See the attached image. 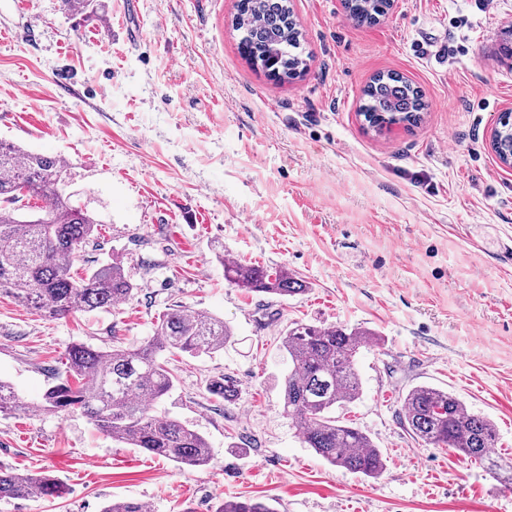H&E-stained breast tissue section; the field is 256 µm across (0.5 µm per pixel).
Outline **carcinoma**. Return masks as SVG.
<instances>
[{
    "label": "carcinoma",
    "mask_w": 512,
    "mask_h": 512,
    "mask_svg": "<svg viewBox=\"0 0 512 512\" xmlns=\"http://www.w3.org/2000/svg\"><path fill=\"white\" fill-rule=\"evenodd\" d=\"M72 15L98 13L99 0H62ZM390 0H345L360 24L386 13ZM233 25L240 49L254 65L288 79L306 67L301 37L288 0H240ZM361 113L372 128L392 122L414 126L421 121L420 91L398 74L375 77L364 91ZM502 161L512 159V112L504 113L492 134ZM63 160L0 141V295H6L45 318L111 308L134 295L137 286L120 262L100 264L74 276L82 251L99 246L97 220L71 205L64 190ZM42 202L41 213L29 215L17 203ZM224 280L247 292L288 296L305 291L302 280L286 268L275 272L225 260ZM232 336L224 321L179 306L162 316L153 338L138 348L95 350L72 343L64 351L65 370L44 393L39 410L64 415L81 412L113 440L181 465L200 467L212 460L207 440L178 420L155 411L174 387L175 377L158 360L170 353L206 354L224 348ZM376 333L345 326L318 327L295 322L282 338L290 368L282 383L284 411L296 423L306 447L331 465L377 478L384 471L380 449L370 438L336 416V407L361 395L357 355L377 343ZM207 391L227 402L238 393L226 377ZM13 387L0 380V414L25 413ZM399 418L423 444L451 448L482 463L496 441L493 423L471 412L454 394L419 385L408 391ZM65 493L56 476L22 474L0 467V500L56 499ZM214 512H274L263 501H221Z\"/></svg>",
    "instance_id": "carcinoma-1"
}]
</instances>
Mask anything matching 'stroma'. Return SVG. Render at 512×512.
<instances>
[{
    "mask_svg": "<svg viewBox=\"0 0 512 512\" xmlns=\"http://www.w3.org/2000/svg\"><path fill=\"white\" fill-rule=\"evenodd\" d=\"M0 0V140L68 165L73 206L99 222L78 272L120 260L139 291L47 319L0 296V379L39 402L74 342L138 347L178 305L224 319V349L160 359L175 384L157 409L202 434L204 467L112 440L81 413L0 416V466L51 471L63 497L0 512H211L258 499L276 512H512V166L492 148L512 111V0H392L373 25L344 0H291L308 69L288 80L238 49L239 0ZM418 86V127L366 129L377 74ZM286 268L304 292L229 285L219 255ZM377 333L358 358L362 395L337 409L381 450L370 479L302 442L283 410L289 325ZM232 378L238 395H210ZM433 385L491 419L498 472L423 446L400 399Z\"/></svg>",
    "mask_w": 512,
    "mask_h": 512,
    "instance_id": "1",
    "label": "stroma"
}]
</instances>
